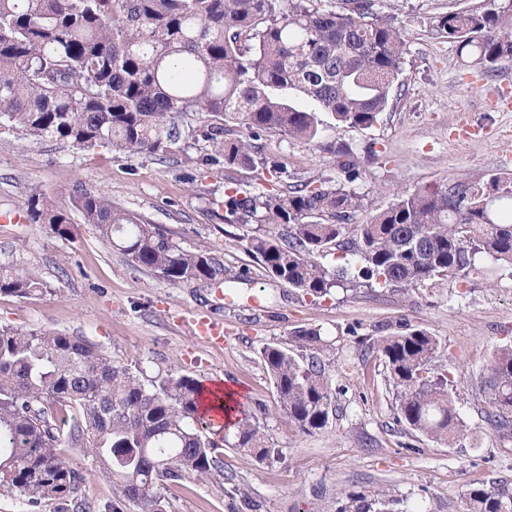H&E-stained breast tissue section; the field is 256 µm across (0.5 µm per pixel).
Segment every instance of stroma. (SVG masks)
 <instances>
[{"label":"stroma","mask_w":512,"mask_h":512,"mask_svg":"<svg viewBox=\"0 0 512 512\" xmlns=\"http://www.w3.org/2000/svg\"><path fill=\"white\" fill-rule=\"evenodd\" d=\"M397 14L407 34L402 87L368 129L325 127L320 144L280 135L259 141L263 157L283 162L304 181L335 175L323 143L347 145L369 172L355 223L389 206L396 193L491 173L512 174V61L488 78L437 35L436 17L485 8L489 0H377ZM203 140L187 139L158 158L80 149L52 138L0 130V265L36 270L49 292L26 300L0 296V325L46 327L83 337L113 359L147 374L164 369L245 389L248 403L266 411L262 423L271 457L263 462L227 447L220 473L186 475L161 490L163 512H336V498L356 487L387 486L404 512H465L470 489L512 486V439L485 419L482 390L500 346L512 342V274L482 256L465 283L446 281L409 291L335 288L315 300L269 279L244 249L242 228L211 216L212 199L237 187L286 189L256 169L205 166ZM38 187L68 212L71 235L31 223L25 201ZM90 193L142 216L186 249L212 245L237 283L230 295L174 286L134 266L107 246L74 209ZM199 312L224 322V343L195 336L185 321ZM411 325L437 336L436 366L447 368L465 430L453 444L407 432L395 420L392 388L374 348L380 336ZM321 329L330 345L337 385L336 414L326 430L302 434L278 409L261 350L288 345L294 331ZM81 477V495L94 512H112V481L80 452L64 449Z\"/></svg>","instance_id":"obj_1"}]
</instances>
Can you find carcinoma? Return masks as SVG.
<instances>
[{
  "mask_svg": "<svg viewBox=\"0 0 512 512\" xmlns=\"http://www.w3.org/2000/svg\"><path fill=\"white\" fill-rule=\"evenodd\" d=\"M435 30L489 78L512 59V5L449 12ZM406 46L404 28L380 15L375 0H0V128L159 157L184 128L209 143L205 164L253 167L265 134L314 142L325 114L372 127L389 106ZM318 147L337 156L344 179L298 181L286 191L231 188L210 201L212 216L247 229L246 252L273 280L323 298L343 279L354 288L433 286L467 276L482 255L512 269V176L403 192L369 223L353 224L365 195L351 184L366 168L347 147ZM26 208L32 223L71 235L69 215L39 188ZM75 208L103 241L172 285L235 281L209 246L184 249L105 198L81 194ZM335 250L345 266L331 270L319 258ZM45 291L32 269L0 266V295ZM291 342L266 345L261 356L288 426L311 434L330 424L333 379L320 330H298ZM439 346L408 325L377 340L397 422L449 443L463 420L448 374L429 375ZM485 386L487 421L512 438V345L496 353ZM202 391L197 378L148 376L79 336L0 325V486L65 512L80 476L61 448H78L112 478L116 507L162 512L165 483L220 468ZM261 428L240 405L235 449L267 459ZM400 502L390 488H364L342 493L336 512H396ZM469 504L471 512H512V489L473 488Z\"/></svg>",
  "mask_w": 512,
  "mask_h": 512,
  "instance_id": "carcinoma-1",
  "label": "carcinoma"
}]
</instances>
